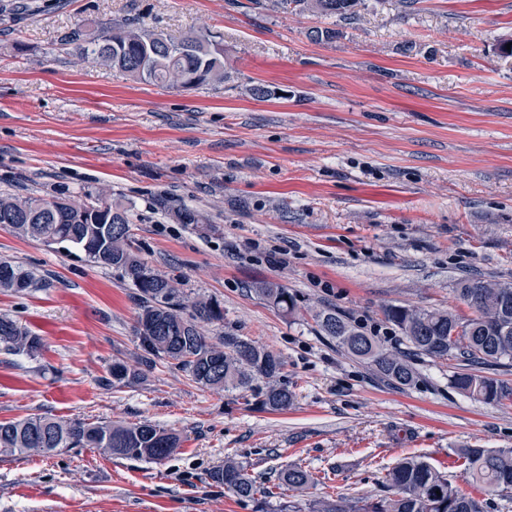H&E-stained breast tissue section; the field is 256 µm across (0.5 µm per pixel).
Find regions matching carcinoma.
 I'll list each match as a JSON object with an SVG mask.
<instances>
[{
  "label": "carcinoma",
  "instance_id": "obj_1",
  "mask_svg": "<svg viewBox=\"0 0 512 512\" xmlns=\"http://www.w3.org/2000/svg\"><path fill=\"white\" fill-rule=\"evenodd\" d=\"M288 10H310L327 17L352 19L364 0H278ZM63 41L82 57H91L106 68L118 69L136 80L170 87H191L224 82V40L211 31L184 37L164 36L139 30L128 22L114 23L88 33L84 28L67 33ZM12 219V232L47 246L71 245L87 261L124 272L136 290L139 305L135 333L142 354L135 363H112V381L139 383L159 360L188 373L198 385L258 398L261 407L284 411L294 394L279 382L284 366L276 352L243 336L209 337L201 322L223 318L220 305L199 301L186 311L185 297L177 280L157 273L134 251L126 211L103 202L87 205L78 199H46L0 196V224ZM33 276L22 265L0 260V290L32 286ZM482 278L463 279L454 291L470 309L459 317L443 310L393 306L387 320L421 353L438 360L460 359L487 365L512 363V284L501 293L484 287ZM255 291L287 315L296 302L288 289L263 281ZM315 319L320 332L335 340L348 354L374 365L398 386L415 383L410 358L384 348L375 337L343 319L334 309L321 310ZM41 337L4 314L0 315V352L37 357ZM262 378L264 385L256 380ZM451 384L485 403H512V384L470 368L455 372ZM179 433L146 421L63 420L43 415L0 422V455L37 453L54 456L75 448L96 449L105 456L160 462L181 447ZM462 460L465 482L475 489L512 491V448L465 446L456 450ZM238 500L252 502L255 512H267L271 487L257 481L244 466L228 459L211 473ZM278 488L303 491L313 483L312 474L300 465H287L276 475ZM389 495L364 499L336 494L309 503V512H484L483 501L452 485L435 466L417 456L402 458L385 477Z\"/></svg>",
  "mask_w": 512,
  "mask_h": 512
}]
</instances>
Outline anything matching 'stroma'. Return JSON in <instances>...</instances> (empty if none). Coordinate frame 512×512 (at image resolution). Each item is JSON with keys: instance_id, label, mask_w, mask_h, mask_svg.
Here are the masks:
<instances>
[{"instance_id": "35a3bbf8", "label": "stroma", "mask_w": 512, "mask_h": 512, "mask_svg": "<svg viewBox=\"0 0 512 512\" xmlns=\"http://www.w3.org/2000/svg\"><path fill=\"white\" fill-rule=\"evenodd\" d=\"M12 2L0 0V195L92 204L107 188L139 255L188 301L223 309L205 335L279 353L295 398L273 412L164 361L140 384L113 382V360L142 352L130 281L0 226V258L39 279L0 292V313L43 342L34 359L0 352V422L146 420L182 437L157 463L89 448L0 456V512H254L210 478L228 458L260 481L309 470L314 486L286 493L303 508L383 495L406 456L461 486L458 448H512V404L458 391L459 362L412 352L383 314L464 315L458 281L512 283V55L499 49L512 0H366L353 21L276 0ZM113 21L223 34V84L136 81L61 42ZM186 207L205 223H180ZM259 281L286 287L295 313L259 296ZM325 308L409 355L415 385L321 336Z\"/></svg>"}]
</instances>
